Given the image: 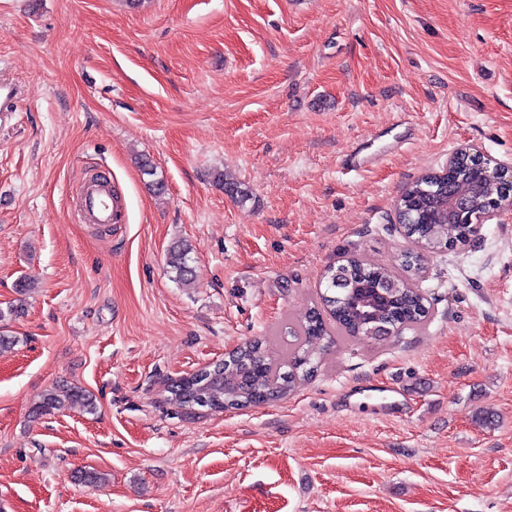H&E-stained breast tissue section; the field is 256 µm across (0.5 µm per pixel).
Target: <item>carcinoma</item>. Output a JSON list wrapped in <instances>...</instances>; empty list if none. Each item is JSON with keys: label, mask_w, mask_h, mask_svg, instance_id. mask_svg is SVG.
Masks as SVG:
<instances>
[{"label": "carcinoma", "mask_w": 512, "mask_h": 512, "mask_svg": "<svg viewBox=\"0 0 512 512\" xmlns=\"http://www.w3.org/2000/svg\"><path fill=\"white\" fill-rule=\"evenodd\" d=\"M453 190L466 198L474 210L501 195L502 188L495 182L478 184L470 176L469 168L456 170ZM448 197V183L438 187L420 177L402 192L397 207L406 211L409 223L402 225L404 235L423 250L431 252L448 248V243L465 245L471 229L467 224L448 222V208L440 201ZM191 247L181 242L167 253V266L175 280L190 282L189 265ZM419 253L408 252L403 273L376 264L368 259L351 256L344 264L345 287H336V268L330 266L323 274L326 294L321 296V307L312 308L297 327L291 329L294 338L288 355L278 357L266 341L255 339L234 349L219 362L220 380L209 382V377L197 372L189 380L192 397L170 384L171 400L191 409L198 405L197 396L209 401V408H238L256 406L287 397L300 382L312 374L322 361L325 345L322 341L330 335L331 326L340 333L351 336H368L366 316L355 306L352 296L372 283H389L385 296L379 301L373 319L375 322L392 321L397 335L413 331L423 325L429 316L428 300L416 281L421 277ZM80 403L92 410V396L78 386L57 385L45 390L32 410L36 418L62 411Z\"/></svg>", "instance_id": "obj_1"}]
</instances>
